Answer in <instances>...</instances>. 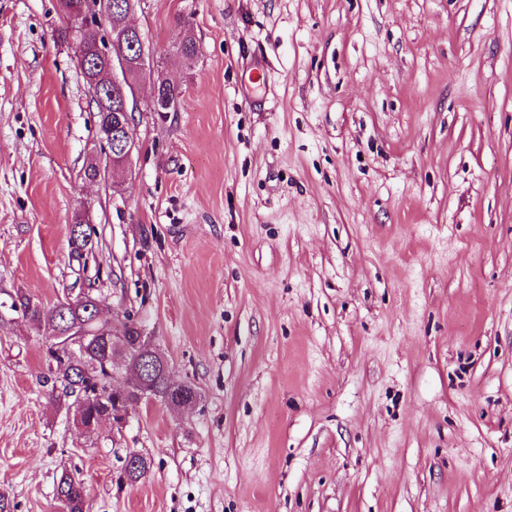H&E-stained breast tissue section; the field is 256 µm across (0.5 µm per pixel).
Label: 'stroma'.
I'll use <instances>...</instances> for the list:
<instances>
[{"mask_svg":"<svg viewBox=\"0 0 512 512\" xmlns=\"http://www.w3.org/2000/svg\"><path fill=\"white\" fill-rule=\"evenodd\" d=\"M131 21L153 51L137 146L92 184L59 0H0L12 512H62L64 470L88 512H512V0H136ZM158 75L178 111H151ZM82 288L194 404L76 427L11 296ZM81 213L84 216V224H82L80 220V216L76 215L74 218V225L70 229V247L71 250L77 255L78 258L84 256L86 253H92L94 249V244L92 240H90L91 233H87L88 236L82 235V232H79V234L76 233V227L82 224V227L84 226H90L92 223L91 219V209L89 206H83V209L81 210ZM88 224V225H87Z\"/></svg>","mask_w":512,"mask_h":512,"instance_id":"stroma-1","label":"stroma"}]
</instances>
